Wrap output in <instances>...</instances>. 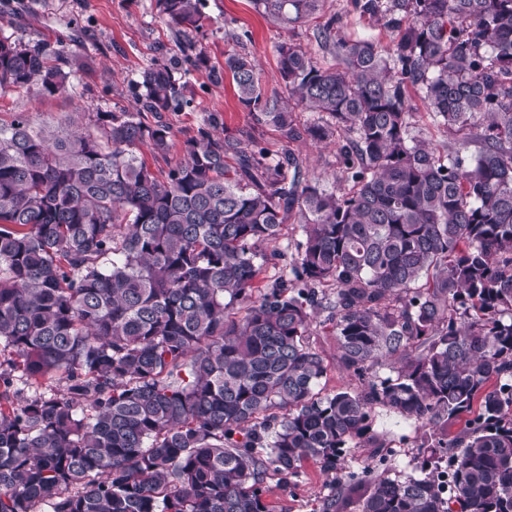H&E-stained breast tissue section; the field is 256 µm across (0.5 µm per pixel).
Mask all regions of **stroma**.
<instances>
[{
    "mask_svg": "<svg viewBox=\"0 0 512 512\" xmlns=\"http://www.w3.org/2000/svg\"><path fill=\"white\" fill-rule=\"evenodd\" d=\"M4 2L0 0V37L39 40L51 50L65 44L71 55L87 61L89 67L76 72L62 94L38 97L24 89L0 92L1 123L24 112L35 124L64 136L91 113L137 111L136 83L141 72L168 64L175 66L182 85L183 108L161 115L171 129L172 148L165 155L146 154L155 173H167L182 158L186 140L206 127L214 134L259 143L275 157L287 152L298 156L307 176L330 191L342 178L340 140L291 142L272 126L257 122L239 103L232 78L224 71V56L234 51L255 59L265 95L283 98L287 92L278 73L279 43L294 40L315 61L329 66L336 57L321 38L326 23L347 36H367L384 46L393 38L390 29L359 17L352 0H321L316 14L288 25L263 14L254 0H201L205 21L202 28L188 33L166 22L157 0H23L25 8L19 12L4 9ZM201 50L208 64L193 67L188 58ZM310 342L327 366L322 380L326 392L360 389L357 377L340 363L332 323L314 325ZM375 414L376 429L384 433L388 445L396 447V454L383 462L371 449H345L341 475L365 480L377 475L401 480L424 477L418 423L383 407L376 408ZM333 486L331 477L310 460L288 483L269 477L265 497L273 512H318Z\"/></svg>",
    "mask_w": 512,
    "mask_h": 512,
    "instance_id": "stroma-1",
    "label": "stroma"
}]
</instances>
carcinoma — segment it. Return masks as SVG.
<instances>
[{"label": "carcinoma", "mask_w": 512, "mask_h": 512, "mask_svg": "<svg viewBox=\"0 0 512 512\" xmlns=\"http://www.w3.org/2000/svg\"><path fill=\"white\" fill-rule=\"evenodd\" d=\"M199 4L158 0L181 30L203 27ZM255 4L288 23L319 0ZM354 4L392 42L328 25L337 67L281 42L283 100L249 56L224 57L240 104L287 140L354 135L344 188L205 128L157 177L141 152L167 154L171 131L144 113L180 106L168 66L141 73V112L65 137L23 112L0 124V512H272L269 476L381 453L380 406L420 424L447 473L352 479L361 512H512V0ZM76 66L0 38V90L52 96ZM415 95L467 130L459 146L412 135ZM292 212L302 240L260 288L279 253L259 247ZM319 309L361 390L320 388Z\"/></svg>", "instance_id": "1"}]
</instances>
